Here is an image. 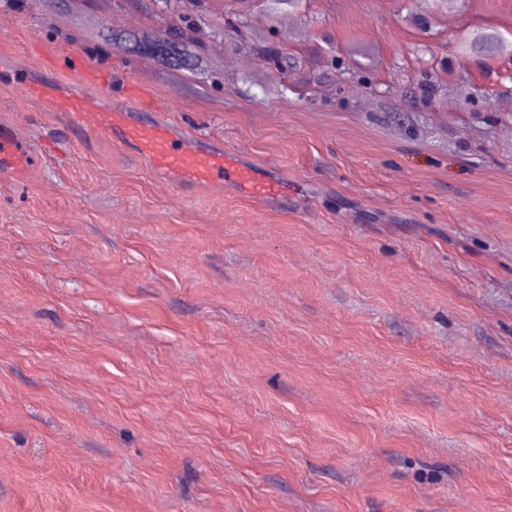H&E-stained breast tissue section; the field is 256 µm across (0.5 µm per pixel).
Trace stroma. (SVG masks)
Segmentation results:
<instances>
[{
	"instance_id": "35a3bbf8",
	"label": "stroma",
	"mask_w": 512,
	"mask_h": 512,
	"mask_svg": "<svg viewBox=\"0 0 512 512\" xmlns=\"http://www.w3.org/2000/svg\"><path fill=\"white\" fill-rule=\"evenodd\" d=\"M427 7L0 0L37 164L0 176V512H512V51H460L512 0ZM169 26L201 72L132 41ZM76 61L287 191H179L28 97Z\"/></svg>"
}]
</instances>
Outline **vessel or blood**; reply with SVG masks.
<instances>
[{"mask_svg":"<svg viewBox=\"0 0 512 512\" xmlns=\"http://www.w3.org/2000/svg\"><path fill=\"white\" fill-rule=\"evenodd\" d=\"M93 84V76L82 73L70 83L66 92H58L46 83H34L29 86L28 93L49 111L67 113L78 127H93L112 139L133 143L148 165L172 185L233 184L254 199L275 197L282 192L281 182L260 177L224 150L207 148L193 136L158 119L133 121L131 105L100 103L92 91ZM32 166L27 143L12 125L0 123V174L21 182L28 179Z\"/></svg>","mask_w":512,"mask_h":512,"instance_id":"obj_1","label":"vessel or blood"}]
</instances>
